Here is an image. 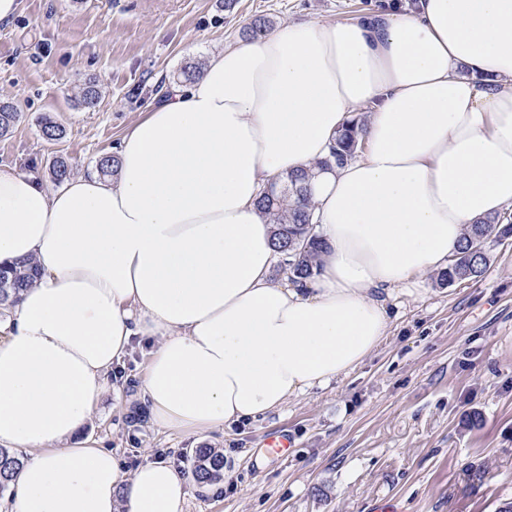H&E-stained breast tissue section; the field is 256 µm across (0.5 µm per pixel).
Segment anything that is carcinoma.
Segmentation results:
<instances>
[{"label": "carcinoma", "mask_w": 512, "mask_h": 512, "mask_svg": "<svg viewBox=\"0 0 512 512\" xmlns=\"http://www.w3.org/2000/svg\"><path fill=\"white\" fill-rule=\"evenodd\" d=\"M20 115L8 103H0V136L6 135L19 121ZM362 119L348 122L336 135L335 145L329 158L319 163L321 167L341 165L352 159L361 149L359 124ZM313 169L291 172L285 178L271 183L259 201L260 209L268 214L275 224L274 247L277 254L285 257L288 280L302 284L313 278L319 269L317 261L326 249L322 236L313 223L311 180ZM512 236V217L496 215L469 225L464 237L460 256L448 264L442 273L444 281L479 277L487 265L488 252L493 242ZM37 275L31 261H22L0 271V304L12 306L19 301L21 292ZM22 464V457L13 451L0 448V497L13 485V480ZM224 468V456L208 452L196 456L195 476L199 481L217 478Z\"/></svg>", "instance_id": "1"}]
</instances>
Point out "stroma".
Segmentation results:
<instances>
[{
	"label": "stroma",
	"mask_w": 512,
	"mask_h": 512,
	"mask_svg": "<svg viewBox=\"0 0 512 512\" xmlns=\"http://www.w3.org/2000/svg\"><path fill=\"white\" fill-rule=\"evenodd\" d=\"M381 0H21L0 21V102L20 120L0 137V166L54 188L50 164L94 172L124 132L189 62L244 38L251 22L345 23ZM96 106L80 104L88 79ZM66 133L46 141L40 122ZM382 344L346 376L289 397L278 410L225 431L155 428L140 383L148 348L137 342L109 382L92 434L126 470L154 460L187 477L186 512H497L512 502V238L491 248L479 278L428 274L384 293ZM285 433L288 455L264 438ZM198 448L224 456L220 481L193 480Z\"/></svg>",
	"instance_id": "35a3bbf8"
}]
</instances>
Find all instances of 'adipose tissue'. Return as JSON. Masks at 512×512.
I'll return each instance as SVG.
<instances>
[{
  "label": "adipose tissue",
  "instance_id": "adipose-tissue-1",
  "mask_svg": "<svg viewBox=\"0 0 512 512\" xmlns=\"http://www.w3.org/2000/svg\"><path fill=\"white\" fill-rule=\"evenodd\" d=\"M360 111L364 153L313 184L318 275L272 284L266 182L326 158ZM116 159L55 190L0 167V265L40 271L0 330V447L24 454L12 512H184L173 465L125 471L85 434L132 337L152 347L154 424L254 419L354 370L387 333L377 291L416 287L470 224L512 211V0L236 41L152 103Z\"/></svg>",
  "mask_w": 512,
  "mask_h": 512
}]
</instances>
